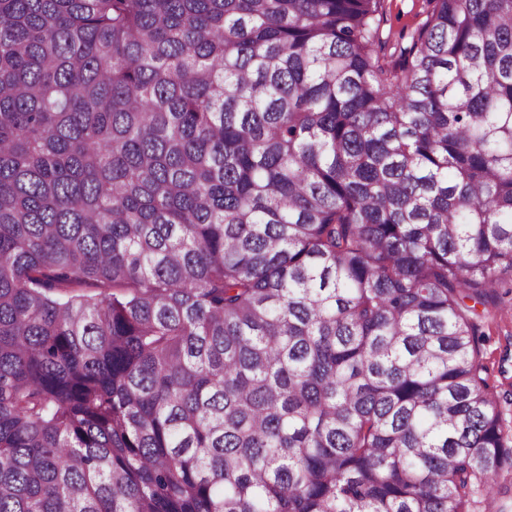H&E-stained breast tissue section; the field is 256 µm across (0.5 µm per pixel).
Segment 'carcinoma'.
<instances>
[{
    "label": "carcinoma",
    "mask_w": 512,
    "mask_h": 512,
    "mask_svg": "<svg viewBox=\"0 0 512 512\" xmlns=\"http://www.w3.org/2000/svg\"><path fill=\"white\" fill-rule=\"evenodd\" d=\"M429 3L0 0V512H480L512 0ZM426 0H388L386 2L385 32L390 33V53L399 54V49L406 47L413 31L426 18Z\"/></svg>",
    "instance_id": "obj_1"
}]
</instances>
